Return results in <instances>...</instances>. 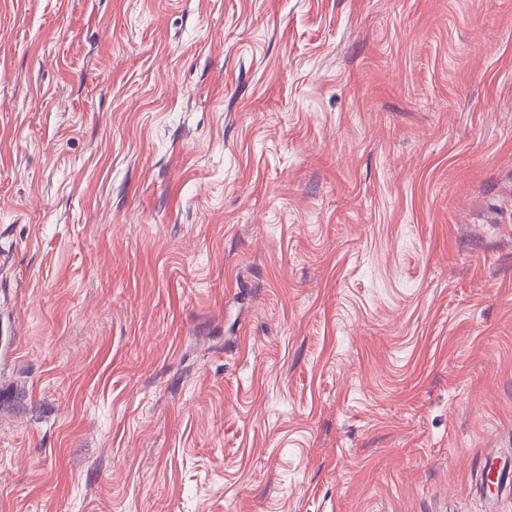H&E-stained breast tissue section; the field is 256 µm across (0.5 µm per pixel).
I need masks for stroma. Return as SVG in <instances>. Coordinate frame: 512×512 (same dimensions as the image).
<instances>
[{"mask_svg": "<svg viewBox=\"0 0 512 512\" xmlns=\"http://www.w3.org/2000/svg\"><path fill=\"white\" fill-rule=\"evenodd\" d=\"M512 0H0V512H512Z\"/></svg>", "mask_w": 512, "mask_h": 512, "instance_id": "obj_1", "label": "stroma"}]
</instances>
